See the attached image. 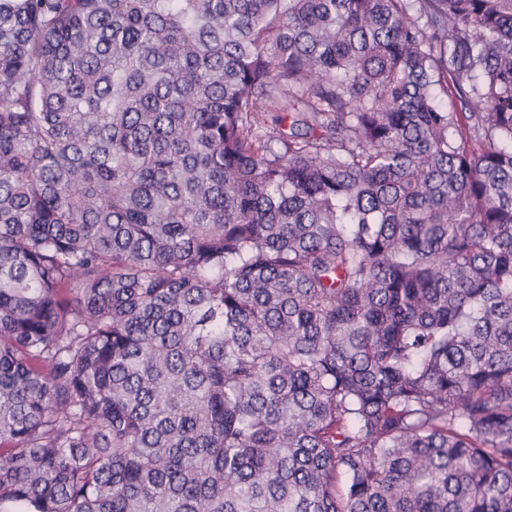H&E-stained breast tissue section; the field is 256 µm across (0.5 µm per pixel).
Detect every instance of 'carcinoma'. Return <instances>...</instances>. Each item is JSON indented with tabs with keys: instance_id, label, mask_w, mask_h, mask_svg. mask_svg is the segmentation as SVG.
<instances>
[{
	"instance_id": "1",
	"label": "carcinoma",
	"mask_w": 512,
	"mask_h": 512,
	"mask_svg": "<svg viewBox=\"0 0 512 512\" xmlns=\"http://www.w3.org/2000/svg\"><path fill=\"white\" fill-rule=\"evenodd\" d=\"M0 512H512V0H0Z\"/></svg>"
}]
</instances>
